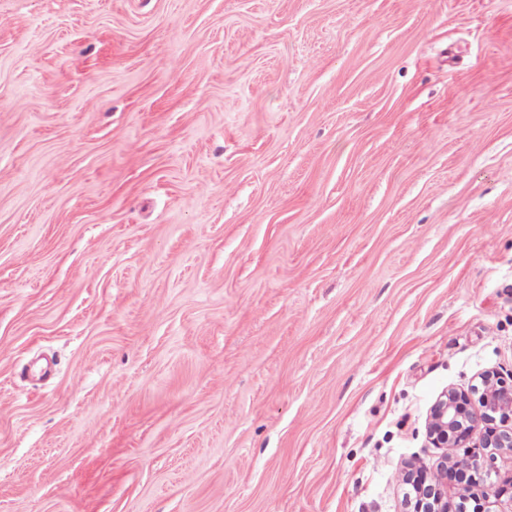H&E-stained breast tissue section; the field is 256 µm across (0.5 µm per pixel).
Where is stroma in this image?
<instances>
[{
    "label": "stroma",
    "mask_w": 512,
    "mask_h": 512,
    "mask_svg": "<svg viewBox=\"0 0 512 512\" xmlns=\"http://www.w3.org/2000/svg\"><path fill=\"white\" fill-rule=\"evenodd\" d=\"M512 370V0H0V512H405Z\"/></svg>",
    "instance_id": "35a3bbf8"
}]
</instances>
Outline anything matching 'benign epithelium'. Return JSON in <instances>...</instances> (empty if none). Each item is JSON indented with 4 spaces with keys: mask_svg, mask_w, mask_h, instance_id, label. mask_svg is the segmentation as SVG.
Instances as JSON below:
<instances>
[{
    "mask_svg": "<svg viewBox=\"0 0 512 512\" xmlns=\"http://www.w3.org/2000/svg\"><path fill=\"white\" fill-rule=\"evenodd\" d=\"M427 434L435 448L464 452L443 457L432 471L406 475L407 484L415 486L414 494L406 496L410 512H448L450 475L463 488L480 486L487 497L512 503V475L493 478L497 457H512V376L497 371L481 377L467 393L443 390L431 406Z\"/></svg>",
    "mask_w": 512,
    "mask_h": 512,
    "instance_id": "1",
    "label": "benign epithelium"
}]
</instances>
